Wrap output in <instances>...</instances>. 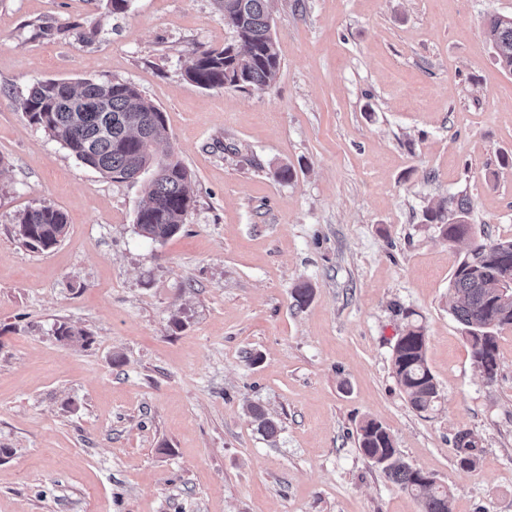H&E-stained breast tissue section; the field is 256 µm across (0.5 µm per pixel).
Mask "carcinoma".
<instances>
[{
  "label": "carcinoma",
  "instance_id": "1",
  "mask_svg": "<svg viewBox=\"0 0 512 512\" xmlns=\"http://www.w3.org/2000/svg\"><path fill=\"white\" fill-rule=\"evenodd\" d=\"M234 6L224 25L235 35V44L197 54L186 69L187 78L205 89L264 90L272 87L281 70V59L272 35L270 0H222ZM484 33L496 62L512 71V18L491 14ZM29 123L44 129L84 164L110 179L123 182L151 169L145 187L146 201L138 211L139 233L153 241L176 235L194 204L190 176L183 163L172 157L158 159L153 146L167 137L164 113L125 82H78L47 79L34 83L19 100ZM470 202L466 198L442 200L426 208L424 220L434 224L442 237L456 241L469 235ZM65 214L52 206H39L19 217V235L34 250L47 251L64 238ZM512 272V239L478 245L457 261L453 288L456 299L450 311L462 327L474 367L488 381L498 370L497 333L512 327V301H500L499 288ZM57 340L86 344L88 334L62 324ZM425 328L411 323L396 341L392 368L410 406L427 414L437 406L438 385L426 361ZM259 430L268 438L278 424L259 407L251 408ZM362 454L402 489L414 495L421 512H450L448 487L424 470L406 462L394 448L390 434L376 421L357 429ZM458 464L476 465V445L467 436L456 439Z\"/></svg>",
  "mask_w": 512,
  "mask_h": 512
}]
</instances>
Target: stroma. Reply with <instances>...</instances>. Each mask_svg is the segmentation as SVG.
I'll list each match as a JSON object with an SVG mask.
<instances>
[{
	"label": "stroma",
	"mask_w": 512,
	"mask_h": 512,
	"mask_svg": "<svg viewBox=\"0 0 512 512\" xmlns=\"http://www.w3.org/2000/svg\"><path fill=\"white\" fill-rule=\"evenodd\" d=\"M489 14L512 0H274V86L203 89L190 60L234 40L217 0H0V512H420L359 450L367 419L452 512H512V328L489 381L449 310L458 258L512 238V74ZM46 79L159 107L156 151L195 199L178 235L138 234L146 178L112 181L28 122L17 100ZM462 194L472 233L449 242L423 212ZM40 205L67 217L43 253L17 223ZM411 320L429 414L392 370ZM63 323L88 343L57 341Z\"/></svg>",
	"instance_id": "stroma-1"
}]
</instances>
